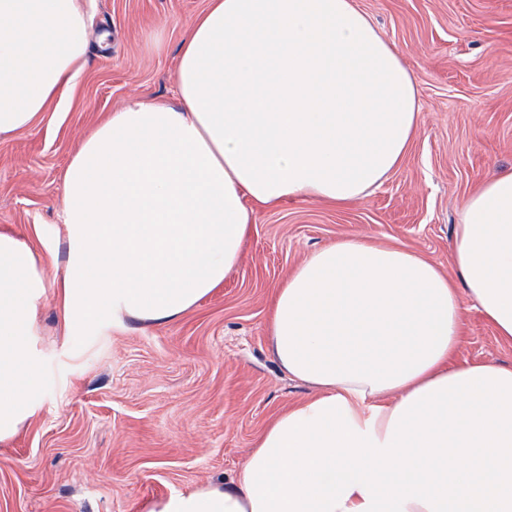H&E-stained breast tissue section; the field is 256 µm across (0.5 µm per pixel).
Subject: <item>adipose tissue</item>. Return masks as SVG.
Returning <instances> with one entry per match:
<instances>
[{
    "label": "adipose tissue",
    "instance_id": "ef3b65f1",
    "mask_svg": "<svg viewBox=\"0 0 512 512\" xmlns=\"http://www.w3.org/2000/svg\"><path fill=\"white\" fill-rule=\"evenodd\" d=\"M89 43L87 0H0V137L64 99ZM175 95L129 100L70 161L67 335L177 321L239 263L253 205L356 202L419 131L414 78L356 0H209ZM54 260L43 230L0 232V442L45 404ZM450 264L359 235L308 254L268 332L315 396L264 429L231 485L151 512H512V366L456 361L469 310L512 341V169L463 198Z\"/></svg>",
    "mask_w": 512,
    "mask_h": 512
}]
</instances>
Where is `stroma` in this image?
I'll list each match as a JSON object with an SVG mask.
<instances>
[{
    "instance_id": "stroma-1",
    "label": "stroma",
    "mask_w": 512,
    "mask_h": 512,
    "mask_svg": "<svg viewBox=\"0 0 512 512\" xmlns=\"http://www.w3.org/2000/svg\"><path fill=\"white\" fill-rule=\"evenodd\" d=\"M412 73L420 132L359 201L255 207L222 288L178 321L65 337L39 320L50 357L43 413L0 443V512H149L173 492L230 482L285 408L314 394L274 359V289L311 251L363 235L449 267L463 198L512 168V0H357ZM208 0H92L87 66L71 96L0 137V230L41 226L64 244L63 178L83 139L134 97L174 101L187 22ZM458 361L512 365V341L477 310Z\"/></svg>"
}]
</instances>
